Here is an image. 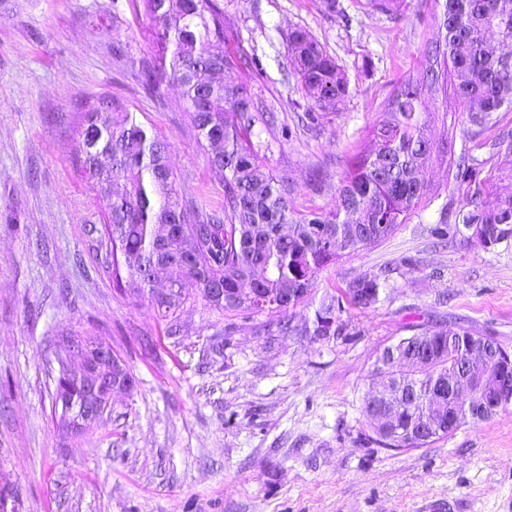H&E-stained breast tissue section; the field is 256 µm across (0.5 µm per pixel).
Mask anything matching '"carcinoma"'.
Listing matches in <instances>:
<instances>
[{"instance_id":"1","label":"carcinoma","mask_w":512,"mask_h":512,"mask_svg":"<svg viewBox=\"0 0 512 512\" xmlns=\"http://www.w3.org/2000/svg\"><path fill=\"white\" fill-rule=\"evenodd\" d=\"M158 45L154 64L141 71L143 86L157 93L163 82L183 89V104L197 132L198 145L212 165L224 171V207L208 210L181 198L167 161V145L118 101L90 106L81 115L82 168L92 186L107 199V244L112 250L111 275L117 286L148 297L162 317L175 322L188 302H202L222 315L228 312L278 316L282 334L291 329L288 310L305 302L317 274L328 264L378 243L406 223L428 196L419 172L433 155L423 91L439 90L452 79L455 97L467 112L476 137L496 125L495 113L512 109V64L505 54L484 48L493 33L512 44V0H443L438 35L424 50L420 77L394 88L388 119L367 133L383 150L352 157L332 209L301 211L294 207L295 187L269 168L261 150L274 133L277 117L259 109L251 88L235 74L257 66V58L215 47L225 42L224 10L217 0H141ZM285 76L296 78L309 104L310 124L317 112H334L348 93V82L336 61L301 28L288 33ZM281 134L288 133L283 127ZM484 162L469 149L450 159L455 179L481 202L462 216V224L487 228V248L512 241V196L501 197L493 184L478 178ZM124 190L111 193L112 183ZM179 214L186 231L166 237V251L194 253V264L158 262L154 276L179 289L178 299L162 302L152 293L142 268L155 246L150 233L164 230ZM224 289L223 300H210L205 285ZM389 287L388 279L363 275L323 297L311 324V336H344L342 313L375 306ZM449 339L448 327L423 328L386 346L376 361L392 386L405 395L396 428L411 430L431 405L432 379L446 380L474 344H493L459 327ZM488 385L475 383L466 394L443 392L440 414L407 445L392 427H383L380 406L363 398V426L370 442L395 451L420 448L431 439L453 433L468 422L496 411L482 407ZM56 398L79 407L82 388L72 376L60 377Z\"/></svg>"}]
</instances>
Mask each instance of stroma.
Here are the masks:
<instances>
[{"label":"stroma","instance_id":"1","mask_svg":"<svg viewBox=\"0 0 512 512\" xmlns=\"http://www.w3.org/2000/svg\"><path fill=\"white\" fill-rule=\"evenodd\" d=\"M366 2L223 0L226 49L260 59L241 80L290 128L266 158L296 183L303 211L332 207L349 158L437 35L438 0H404L391 15ZM297 27L349 83L312 128L298 126L309 104L282 72ZM156 54L132 0H0V498L10 512H512V404L422 448L388 451L363 436L376 356L410 326H462L512 352V247L488 251L464 234L442 245L428 232L471 207L448 157L422 172L430 201L325 267L289 311L302 326L326 293L390 271L380 303L344 313L349 336L271 341L264 316L199 303L184 306L172 336L147 297L118 290L97 248L106 200L78 161L85 105L118 100L168 144L181 197L224 204L181 88L142 86ZM425 102L436 144L461 148L463 105L440 92ZM64 336L108 343L135 378L78 434L55 412Z\"/></svg>","mask_w":512,"mask_h":512}]
</instances>
